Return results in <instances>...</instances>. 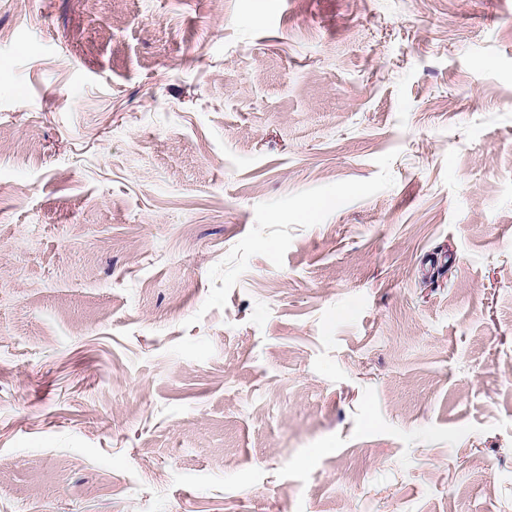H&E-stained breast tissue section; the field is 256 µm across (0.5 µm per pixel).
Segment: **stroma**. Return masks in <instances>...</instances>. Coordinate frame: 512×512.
Segmentation results:
<instances>
[{
  "mask_svg": "<svg viewBox=\"0 0 512 512\" xmlns=\"http://www.w3.org/2000/svg\"><path fill=\"white\" fill-rule=\"evenodd\" d=\"M0 512H512V0H0Z\"/></svg>",
  "mask_w": 512,
  "mask_h": 512,
  "instance_id": "35a3bbf8",
  "label": "stroma"
}]
</instances>
